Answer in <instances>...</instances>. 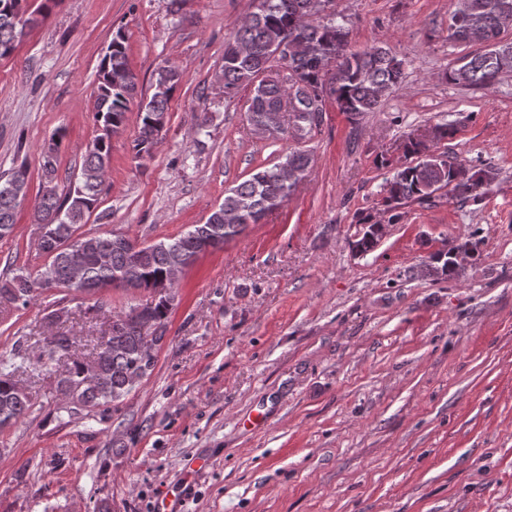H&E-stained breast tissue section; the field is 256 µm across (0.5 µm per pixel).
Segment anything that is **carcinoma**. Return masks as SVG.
Returning a JSON list of instances; mask_svg holds the SVG:
<instances>
[{"label": "carcinoma", "instance_id": "carcinoma-1", "mask_svg": "<svg viewBox=\"0 0 512 512\" xmlns=\"http://www.w3.org/2000/svg\"><path fill=\"white\" fill-rule=\"evenodd\" d=\"M329 0H258L257 11L237 28L224 47L222 79L224 94L241 86H254L249 120L254 128L274 139H286L288 130L276 126V113L293 112L301 127L297 139L306 138L320 126L326 99L353 118L375 111L403 78L404 62L391 51L372 47L347 51L350 29L334 12H325ZM39 23L27 12L24 0H0V58L13 54L17 45ZM512 30V0H455L449 17V37L456 42L480 41L486 49L463 58L448 74L456 84L491 88L498 76L512 71V42L500 36ZM294 36L308 47V56L296 60L275 59L272 48ZM182 73L164 66L155 73L153 93L139 105V130L134 140L135 157L151 154L155 133L164 126L169 102ZM137 96V77L131 70L125 37L118 32L102 62L97 90L96 119L102 126L87 147L80 174L61 186L58 182L55 147H50L42 167V187L33 218L42 232L50 262L36 273L20 272L0 284V303L26 307L45 292L42 275L63 286L74 259L83 264L82 289L95 295L110 288L144 290L151 302L129 307L112 318L109 332L96 338L89 356L77 353L81 338L61 334L34 362L0 361V426L27 416L34 406L32 392L18 379L56 364L63 374L58 391L73 413L85 408L106 407L125 397L135 384L149 376L155 363L145 359L143 322L166 327L175 306L177 288L166 283L173 266L188 267L199 255V242L216 238L223 242L238 235L247 224L280 208L303 179L310 163L302 150L288 152L284 161L259 170L224 192V201L203 224L185 234L132 249L124 235L78 233L87 215L96 208L102 193L101 173L111 156L110 139L125 125L129 104ZM404 152L417 156L414 165L398 170L387 183L386 201L402 204L425 201L442 188L466 201H477L497 177L491 165L469 167L448 152H432L424 143L409 138ZM27 194V170L14 169L0 182V239L14 228L17 210ZM379 236L364 229L351 242L360 253L372 250Z\"/></svg>", "mask_w": 512, "mask_h": 512}]
</instances>
